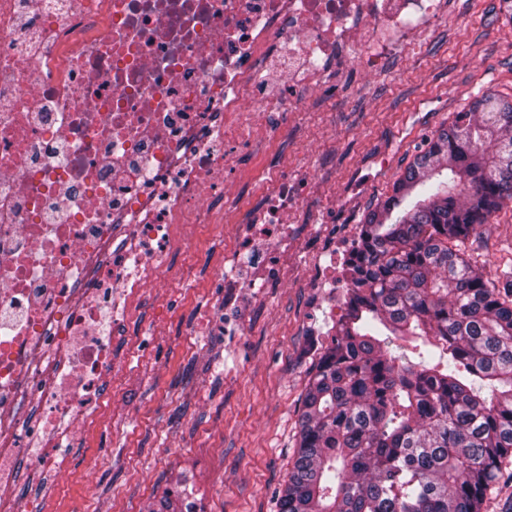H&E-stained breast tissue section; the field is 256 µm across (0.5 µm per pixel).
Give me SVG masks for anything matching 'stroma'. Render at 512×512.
I'll use <instances>...</instances> for the list:
<instances>
[{"mask_svg": "<svg viewBox=\"0 0 512 512\" xmlns=\"http://www.w3.org/2000/svg\"><path fill=\"white\" fill-rule=\"evenodd\" d=\"M512 100V19L501 0H453L420 50L386 75L345 64L335 95L314 100L267 150L302 174L289 218L288 280L243 308V329L222 326L224 291L209 246L174 253L189 282L158 277L130 327L151 329L140 347L118 344L123 375L98 419L67 451L66 470L20 495L39 512H143L187 474L205 512H277L295 452L306 386L334 322L314 305L304 254L325 251L391 195L426 138L477 98ZM465 254L489 279L512 269V201L478 227Z\"/></svg>", "mask_w": 512, "mask_h": 512, "instance_id": "1", "label": "stroma"}]
</instances>
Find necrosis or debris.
Here are the masks:
<instances>
[{
	"label": "necrosis or debris",
	"instance_id": "obj_1",
	"mask_svg": "<svg viewBox=\"0 0 512 512\" xmlns=\"http://www.w3.org/2000/svg\"><path fill=\"white\" fill-rule=\"evenodd\" d=\"M442 0H0V512L65 448L121 373L112 356L178 224L239 233L218 283L242 302L284 280L287 174L260 208L233 188L239 152L335 91L344 59L418 50Z\"/></svg>",
	"mask_w": 512,
	"mask_h": 512
}]
</instances>
